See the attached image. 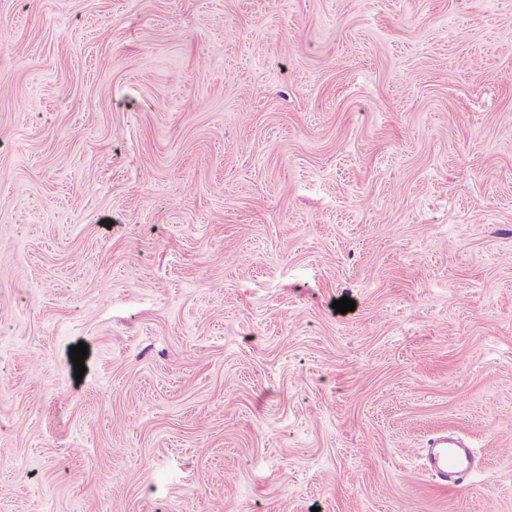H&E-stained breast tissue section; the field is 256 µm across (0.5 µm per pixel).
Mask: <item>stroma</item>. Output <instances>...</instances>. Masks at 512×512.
<instances>
[{
    "mask_svg": "<svg viewBox=\"0 0 512 512\" xmlns=\"http://www.w3.org/2000/svg\"><path fill=\"white\" fill-rule=\"evenodd\" d=\"M219 500L512 512V0H0V512ZM422 452L426 471L443 486L461 485L474 475L471 450L454 438L444 435L433 439Z\"/></svg>",
    "mask_w": 512,
    "mask_h": 512,
    "instance_id": "1",
    "label": "stroma"
}]
</instances>
